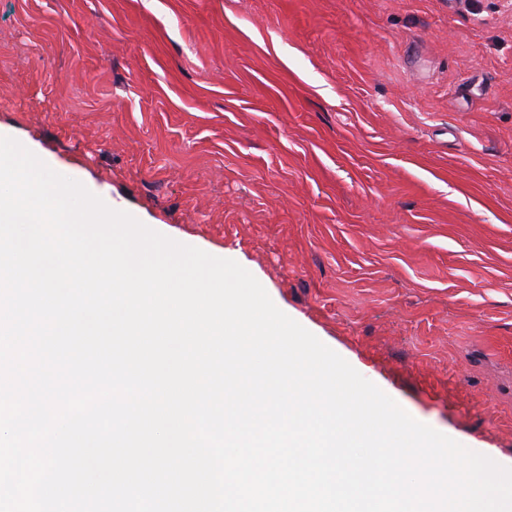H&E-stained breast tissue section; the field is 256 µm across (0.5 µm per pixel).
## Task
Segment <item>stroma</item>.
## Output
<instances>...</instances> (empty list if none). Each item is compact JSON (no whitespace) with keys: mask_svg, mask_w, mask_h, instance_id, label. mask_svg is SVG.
<instances>
[{"mask_svg":"<svg viewBox=\"0 0 512 512\" xmlns=\"http://www.w3.org/2000/svg\"><path fill=\"white\" fill-rule=\"evenodd\" d=\"M0 135L512 465L501 0H0Z\"/></svg>","mask_w":512,"mask_h":512,"instance_id":"stroma-1","label":"stroma"}]
</instances>
